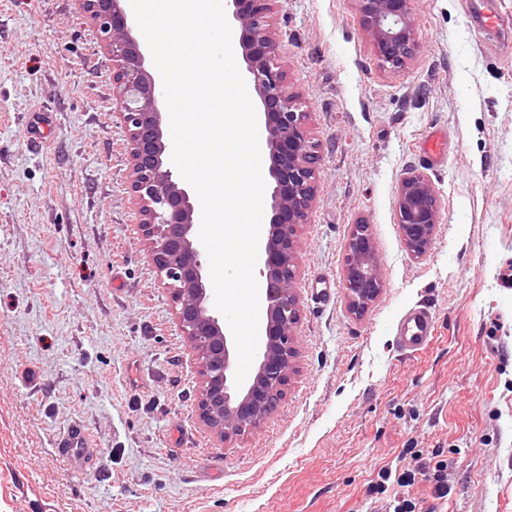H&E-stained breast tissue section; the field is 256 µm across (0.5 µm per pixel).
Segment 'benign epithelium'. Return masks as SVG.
Returning a JSON list of instances; mask_svg holds the SVG:
<instances>
[{
    "instance_id": "7a95c632",
    "label": "benign epithelium",
    "mask_w": 512,
    "mask_h": 512,
    "mask_svg": "<svg viewBox=\"0 0 512 512\" xmlns=\"http://www.w3.org/2000/svg\"><path fill=\"white\" fill-rule=\"evenodd\" d=\"M90 13L112 55V96L126 130L130 191L139 203V227L149 256L165 281L180 331L191 343L201 377L199 419L224 438L260 428L285 395L295 370L300 320L296 293V232L315 195L319 144L310 137L303 99L288 90L279 62L280 40L271 24V0H226L240 28L239 47L264 116L266 163L272 181L270 218L260 239L261 335L252 377L235 385L237 354L208 289L197 231V207L185 181L169 166L171 144L146 50L133 34L126 0H78ZM360 22L382 66L401 69L416 40L412 0H354ZM400 237L413 255L431 247L440 208L430 178L410 171L396 191ZM345 298L350 312L365 311L383 278L368 225L357 224L347 244Z\"/></svg>"
}]
</instances>
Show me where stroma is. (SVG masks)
Wrapping results in <instances>:
<instances>
[{"label": "stroma", "instance_id": "35a3bbf8", "mask_svg": "<svg viewBox=\"0 0 512 512\" xmlns=\"http://www.w3.org/2000/svg\"><path fill=\"white\" fill-rule=\"evenodd\" d=\"M499 2L489 32L469 0H412L418 49L392 70L353 0H274L321 165L297 230L296 372L259 430L226 440L198 418L195 355L141 237L109 51L78 0H0V512H387L380 471L436 449L448 496L416 475L418 507L512 512V0ZM41 106L56 130L32 153L23 126ZM408 171L440 202L420 258L396 224ZM357 223L383 269L359 316L343 279ZM419 304L436 339L405 357L393 324ZM73 422L98 468L55 451Z\"/></svg>", "mask_w": 512, "mask_h": 512}]
</instances>
